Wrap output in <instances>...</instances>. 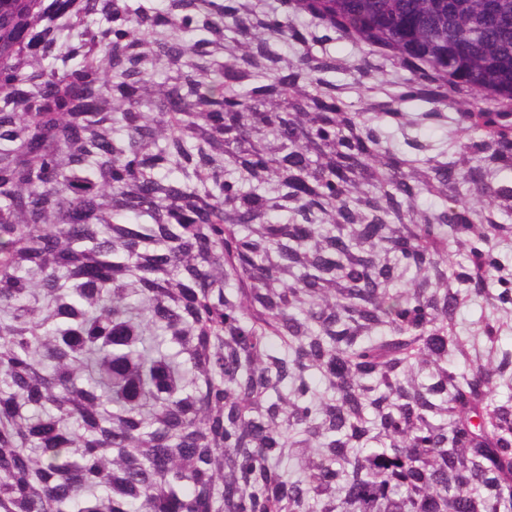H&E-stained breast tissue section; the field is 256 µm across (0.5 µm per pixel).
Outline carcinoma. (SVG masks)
<instances>
[{
    "instance_id": "carcinoma-1",
    "label": "carcinoma",
    "mask_w": 512,
    "mask_h": 512,
    "mask_svg": "<svg viewBox=\"0 0 512 512\" xmlns=\"http://www.w3.org/2000/svg\"><path fill=\"white\" fill-rule=\"evenodd\" d=\"M308 2L458 149L250 0H0V512H512V0ZM450 129H453L451 125L448 127L446 124L428 121L418 130L408 129L407 132L411 136L418 135L421 141L432 144L436 149H448L451 143L449 137H452L449 133Z\"/></svg>"
}]
</instances>
